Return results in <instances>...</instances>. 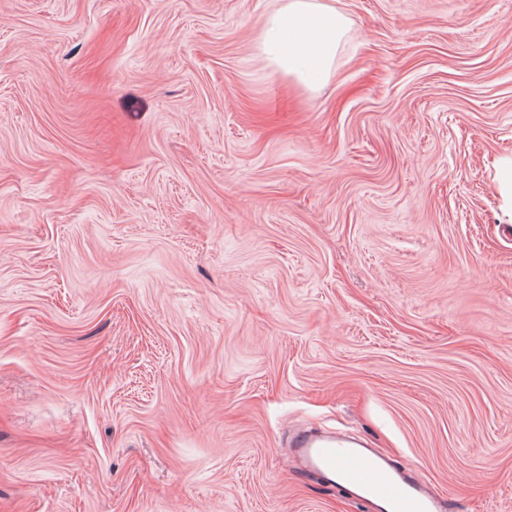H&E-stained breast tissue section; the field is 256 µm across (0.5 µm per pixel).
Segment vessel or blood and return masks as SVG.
Here are the masks:
<instances>
[{
	"label": "vessel or blood",
	"mask_w": 512,
	"mask_h": 512,
	"mask_svg": "<svg viewBox=\"0 0 512 512\" xmlns=\"http://www.w3.org/2000/svg\"><path fill=\"white\" fill-rule=\"evenodd\" d=\"M294 456L323 483L340 487L376 512H445L444 503L427 493L421 480L389 466L372 450L334 435H299Z\"/></svg>",
	"instance_id": "vessel-or-blood-1"
}]
</instances>
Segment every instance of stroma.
I'll return each instance as SVG.
<instances>
[{
	"instance_id": "35a3bbf8",
	"label": "stroma",
	"mask_w": 512,
	"mask_h": 512,
	"mask_svg": "<svg viewBox=\"0 0 512 512\" xmlns=\"http://www.w3.org/2000/svg\"><path fill=\"white\" fill-rule=\"evenodd\" d=\"M0 0V512H366V439L512 512V0ZM265 20L263 58L276 70L313 88L329 74L348 19L318 0H278ZM294 458L323 483L340 487L375 512H444V502L427 493L425 485L389 466L365 447L334 435L301 434L294 441Z\"/></svg>"
}]
</instances>
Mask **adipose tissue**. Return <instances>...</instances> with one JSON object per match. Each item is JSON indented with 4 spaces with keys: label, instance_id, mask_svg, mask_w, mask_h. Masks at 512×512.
<instances>
[{
    "label": "adipose tissue",
    "instance_id": "1",
    "mask_svg": "<svg viewBox=\"0 0 512 512\" xmlns=\"http://www.w3.org/2000/svg\"><path fill=\"white\" fill-rule=\"evenodd\" d=\"M347 18L320 0H281L265 20L263 58L295 82L312 88L329 74Z\"/></svg>",
    "mask_w": 512,
    "mask_h": 512
}]
</instances>
